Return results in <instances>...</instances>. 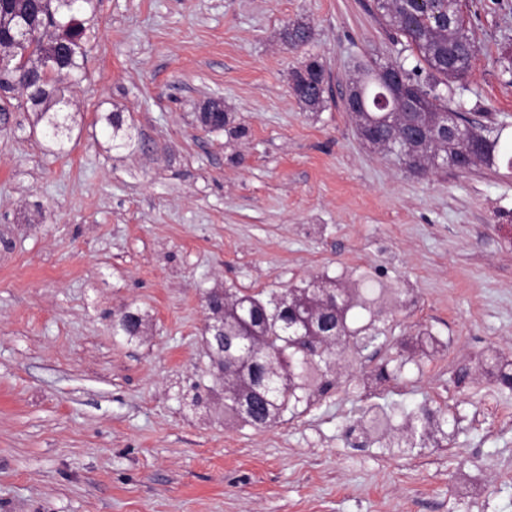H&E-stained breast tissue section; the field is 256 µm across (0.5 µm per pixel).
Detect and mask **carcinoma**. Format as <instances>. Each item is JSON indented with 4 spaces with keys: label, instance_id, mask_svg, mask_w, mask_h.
Returning <instances> with one entry per match:
<instances>
[{
    "label": "carcinoma",
    "instance_id": "1",
    "mask_svg": "<svg viewBox=\"0 0 512 512\" xmlns=\"http://www.w3.org/2000/svg\"><path fill=\"white\" fill-rule=\"evenodd\" d=\"M74 0H0V91L10 93L22 88L23 80L31 75L32 83L25 91L26 103L43 122V132L56 138L61 132L59 115L69 104L68 94L85 77L87 28L79 16L95 13L94 0H80V9ZM374 9L394 33L406 40L410 57L395 59L410 98L399 100L394 111L401 113L399 124H391L384 112L375 111V99L385 92L375 80L374 68L362 69L354 82L364 92L366 112L351 115L356 127L373 130L379 139L401 133L406 124H417L426 134L427 147L419 156V163L409 162L401 146L394 155L410 170L427 172L442 164L455 166L457 144L439 133L448 109V98L440 86L460 79L469 69L474 57V46L463 24L454 17L460 13L459 0H374ZM311 38L308 23L296 21L281 32L282 42L291 49L304 47ZM293 94L305 107L317 109V98L324 97L327 72L317 56L309 57L301 68L291 73ZM202 127L221 130L229 124V113L224 103L210 98L203 102L198 113ZM469 133L477 146L475 162L494 164L499 139H489L484 125L470 121ZM337 298L349 312L355 307L366 308L360 289L345 288L331 278L313 281L303 288H293L285 294L271 292L248 293L237 288L209 293L207 301L224 303V349L232 351L238 345V336H254V358L243 363L236 372L234 384L242 393L251 389L261 392L265 401L252 419L242 418L236 403L224 397V414L244 423L264 428L271 425L289 407H298L320 394L326 393L331 382H317V376H326L336 363L334 340L345 331L355 337L354 345L368 344L377 337L369 325L356 331L349 329L348 315L338 317L336 307L323 305V293ZM305 306L301 314L313 326L312 334L328 337L323 353L311 356L303 367L298 366L303 354L288 338L289 302ZM142 317L128 311L127 319L116 320L115 328L127 336L141 333ZM481 367L491 378L505 386H512V358L495 349L488 350L481 359ZM418 413L405 414L406 424L399 428L406 433V444L413 448L416 440L438 441L446 436L445 417L435 412L434 422L419 434L412 420Z\"/></svg>",
    "mask_w": 512,
    "mask_h": 512
}]
</instances>
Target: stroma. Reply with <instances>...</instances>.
Instances as JSON below:
<instances>
[{
    "label": "stroma",
    "instance_id": "obj_1",
    "mask_svg": "<svg viewBox=\"0 0 512 512\" xmlns=\"http://www.w3.org/2000/svg\"><path fill=\"white\" fill-rule=\"evenodd\" d=\"M96 4L66 134L47 140L18 90L0 125V512H512V388L476 371L512 353V0H461L477 55L448 91L500 132L495 163L428 175L343 110L357 66L400 50L373 0ZM297 20L313 35L293 50ZM312 55L316 110L289 81ZM209 98L245 135L201 127ZM321 276L398 292L383 344L266 428L225 419L208 294ZM124 308L141 335L114 333ZM421 329L440 353L415 354ZM377 406L442 411L448 437L364 439ZM311 38V28L308 23L296 21L286 25L281 32L282 42L291 49L304 47Z\"/></svg>",
    "mask_w": 512,
    "mask_h": 512
}]
</instances>
